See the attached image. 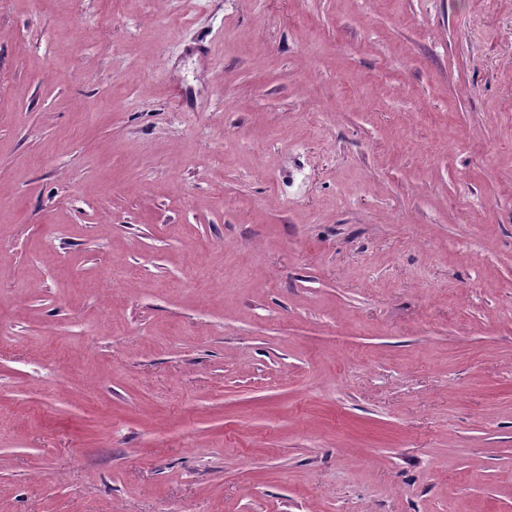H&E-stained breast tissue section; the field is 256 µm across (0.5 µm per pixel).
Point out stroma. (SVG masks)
I'll list each match as a JSON object with an SVG mask.
<instances>
[{
    "label": "stroma",
    "instance_id": "stroma-1",
    "mask_svg": "<svg viewBox=\"0 0 512 512\" xmlns=\"http://www.w3.org/2000/svg\"><path fill=\"white\" fill-rule=\"evenodd\" d=\"M0 512H512V0H0Z\"/></svg>",
    "mask_w": 512,
    "mask_h": 512
}]
</instances>
